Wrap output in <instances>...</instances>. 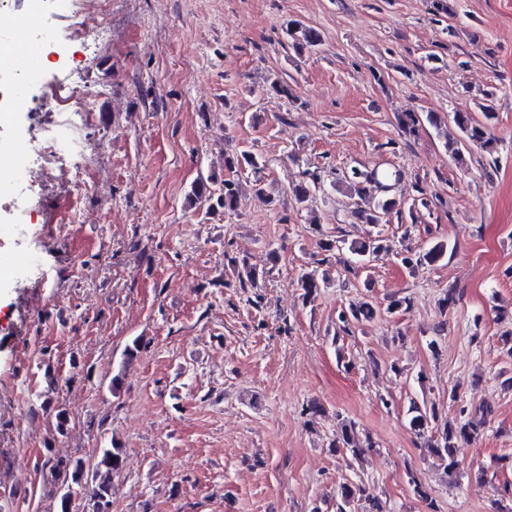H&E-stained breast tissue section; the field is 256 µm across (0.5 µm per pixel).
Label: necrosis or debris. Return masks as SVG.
<instances>
[{
    "instance_id": "4bbe7bcc",
    "label": "necrosis or debris",
    "mask_w": 512,
    "mask_h": 512,
    "mask_svg": "<svg viewBox=\"0 0 512 512\" xmlns=\"http://www.w3.org/2000/svg\"><path fill=\"white\" fill-rule=\"evenodd\" d=\"M0 12L22 22L25 41L53 54L55 71L0 65V171L13 172L16 188L0 194V213L29 243L42 236V196L47 189L94 185V152L84 131L95 121V93L71 51L94 52L112 27V0H0ZM27 96H17V87Z\"/></svg>"
}]
</instances>
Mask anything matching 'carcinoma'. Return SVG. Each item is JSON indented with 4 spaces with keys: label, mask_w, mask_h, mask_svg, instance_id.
<instances>
[{
    "label": "carcinoma",
    "mask_w": 512,
    "mask_h": 512,
    "mask_svg": "<svg viewBox=\"0 0 512 512\" xmlns=\"http://www.w3.org/2000/svg\"><path fill=\"white\" fill-rule=\"evenodd\" d=\"M291 38V47L297 53L311 51L321 45L320 36L311 28L295 26L289 31ZM452 122L460 132V139L447 142L448 150L453 159L460 165L464 164L463 148L477 146L480 149L492 152L493 138L491 137L488 126L476 120L472 113L467 110H457L451 115ZM229 169H238L250 171L254 175V187L258 195H264L262 187V176L264 164L253 153L244 151L240 157L228 161ZM399 177L396 170H372L363 172L357 168L350 170V177L347 184L351 193L359 198L352 211L353 217L363 224H377L387 215L394 214L398 218L404 216H413L416 205L428 206L427 198L423 197L424 190H418L421 198L412 200L407 205L403 201L386 195L373 200L372 202L361 205L365 200V183H373L382 191H389V181ZM318 191V183L299 182L292 187V192L296 200L301 204H307L312 200ZM239 192V182L234 179L224 180L220 187L214 188L204 181H199L193 186L190 199L197 205H205L210 210L218 208L226 211H232L236 207L237 196ZM393 245L382 239L374 238L372 235L353 241L348 246V251L354 259L370 261V258L380 251H390ZM448 245L443 241H437L427 248V250L417 259L398 253L401 257V263L407 266L417 262L419 264H435L441 261L447 255ZM329 284L326 274H321L313 269L303 274L301 277V288L304 295L311 299L319 291ZM381 314V310L369 301L351 303L342 310L338 316L341 323L340 330H346V327H360L372 323ZM492 413V408L488 405L478 408L474 412L465 409L461 410L463 419L455 426L445 425L439 437L428 440L427 452L442 462L450 472H457L464 469L465 461L458 455V443L468 442L476 438L483 426L486 424L487 416ZM409 426L411 430L422 435L432 424L438 421V412L435 404L427 401L418 402L414 399L409 401L407 409ZM354 423L348 420H341L336 429V452L342 455L347 467H352L353 461L360 458L364 453L360 441L356 438L354 432ZM122 463V449L117 447L105 448L102 450V456L98 462L95 471L91 472L85 469L82 461L77 460L71 465H66L58 469L56 478L61 480V484L79 485L82 481L90 478L96 481L95 487L91 490L90 501L92 502V512H108L110 498H112V482L104 477L99 478L101 470L106 473L118 469ZM365 501L369 504L367 512H384L380 500L370 493V487L363 479L348 481L340 486L336 498V512H351L350 506L354 501Z\"/></svg>",
    "instance_id": "cac0c4a2"
}]
</instances>
